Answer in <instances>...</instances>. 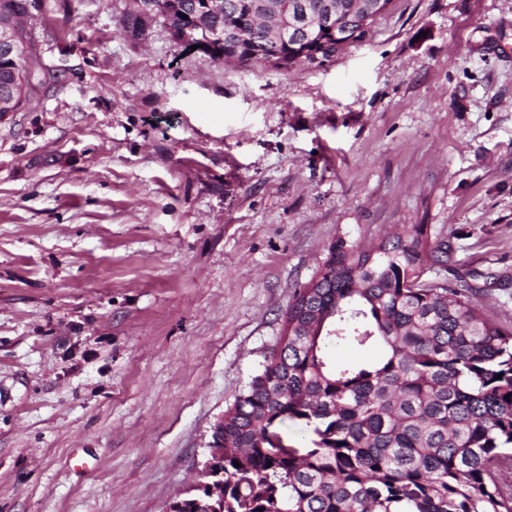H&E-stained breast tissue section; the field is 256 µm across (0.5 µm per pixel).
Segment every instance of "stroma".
<instances>
[{
  "mask_svg": "<svg viewBox=\"0 0 512 512\" xmlns=\"http://www.w3.org/2000/svg\"><path fill=\"white\" fill-rule=\"evenodd\" d=\"M0 119V512H166L337 239L426 224L512 328V0H392L317 67L39 0Z\"/></svg>",
  "mask_w": 512,
  "mask_h": 512,
  "instance_id": "stroma-1",
  "label": "stroma"
}]
</instances>
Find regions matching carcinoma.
I'll list each match as a JSON object with an SVG mask.
<instances>
[{
  "label": "carcinoma",
  "instance_id": "obj_1",
  "mask_svg": "<svg viewBox=\"0 0 512 512\" xmlns=\"http://www.w3.org/2000/svg\"><path fill=\"white\" fill-rule=\"evenodd\" d=\"M179 2L182 12L125 13L126 35L141 41L160 24L189 47L206 36L203 53L243 66L267 65L256 52L263 43L290 52L252 16L259 0H219L234 18L197 14L201 0ZM348 22L353 43L372 27L356 15ZM229 23L242 32L234 41L224 39ZM29 46L0 54L1 93L26 69ZM342 50L324 42L286 68L322 66ZM456 264L427 224L365 246L336 241L294 289L288 335L224 411L222 491L200 490L172 512H512L499 484L512 471V328L480 312L479 288ZM343 343L381 353L369 363L331 360L327 346ZM288 423L313 428L315 438L288 444Z\"/></svg>",
  "mask_w": 512,
  "mask_h": 512
}]
</instances>
